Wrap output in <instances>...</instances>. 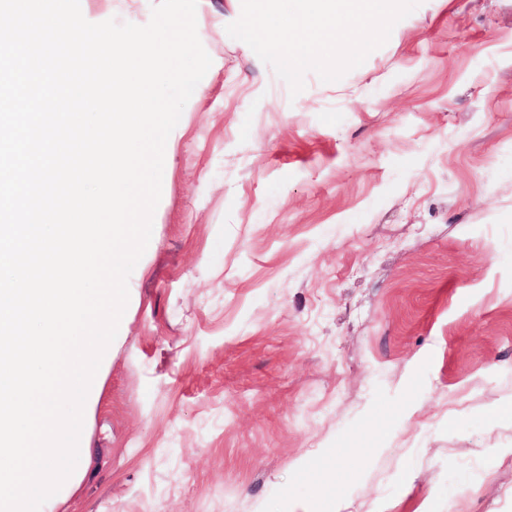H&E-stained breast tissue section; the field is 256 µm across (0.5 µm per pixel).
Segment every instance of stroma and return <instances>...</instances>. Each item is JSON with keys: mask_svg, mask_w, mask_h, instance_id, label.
I'll list each match as a JSON object with an SVG mask.
<instances>
[{"mask_svg": "<svg viewBox=\"0 0 512 512\" xmlns=\"http://www.w3.org/2000/svg\"><path fill=\"white\" fill-rule=\"evenodd\" d=\"M240 14L198 0L64 512H512V0H422L295 96Z\"/></svg>", "mask_w": 512, "mask_h": 512, "instance_id": "obj_1", "label": "stroma"}]
</instances>
